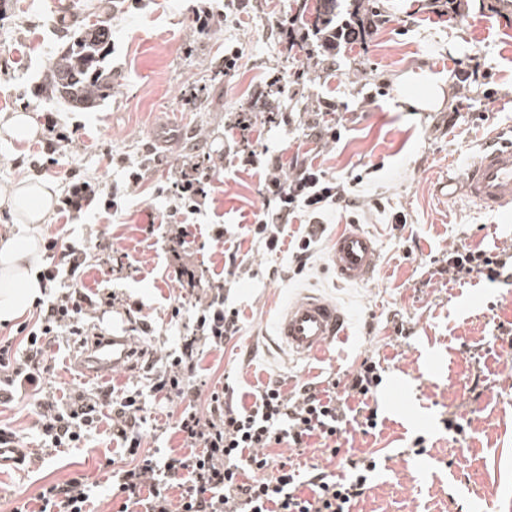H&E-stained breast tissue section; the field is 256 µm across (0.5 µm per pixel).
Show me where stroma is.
Here are the masks:
<instances>
[{"mask_svg":"<svg viewBox=\"0 0 512 512\" xmlns=\"http://www.w3.org/2000/svg\"><path fill=\"white\" fill-rule=\"evenodd\" d=\"M71 2L58 11L51 0H9L0 16V117L53 112L62 125L79 126L78 141L55 154L48 182L59 192L66 170L108 184L121 176L118 159L141 162L150 146L167 162L149 166L117 215L92 212L67 225L53 213L40 227L44 238L63 228L80 241L103 233L128 253L140 269L135 278L112 280L103 256L93 252L83 286L140 302L155 329L137 337L138 354L107 378L76 368L78 339L54 346L57 368L50 384L57 394L80 383L149 391V362L179 347L168 325V307L179 291L167 276L160 245L145 240L140 228L161 220L169 200L158 189L173 181L184 157L198 146L214 157L223 154L225 124L256 85L279 74L285 88L271 92L269 102L275 111L291 113L293 122L271 129L257 122L254 149L279 156L286 177L302 161L328 176L356 180L360 207L355 216L330 217L323 244L297 275L288 254L271 261L248 233L260 211L265 170L229 164L215 169L210 198L182 220L195 235L208 224L226 225L229 246L251 273L228 282L240 333L223 350L204 354L199 376L211 384L229 376L249 404L269 380L291 393L374 358L382 376L373 401L376 430L353 432L336 458L314 439L301 453L282 445L277 454L301 468L337 475L342 457L378 453L377 469L351 512H472L474 500L492 485L499 501L491 512H512V347L494 337L497 325L512 323V296L499 283L432 273L433 258L458 243L512 245V212L491 214L463 197L447 200L435 192L445 177L462 174L490 138L512 139V9L499 0H461L456 9L447 0H378L384 24L328 57L319 48L309 55L285 49L277 25L298 14L297 0H249L241 14L226 0ZM203 2L213 12L206 35L192 23ZM98 17L107 18L111 30L112 92L95 107L79 109L51 93L50 73L70 36ZM234 48L240 58L229 77L224 54ZM472 56L486 76L465 82L458 63ZM419 70L444 91L441 104L428 111L409 102L406 77ZM191 93L193 106H182ZM327 100L344 105L329 117L340 132L334 140L311 136L308 125ZM42 147L40 137L17 141L0 132V187L31 175L30 157ZM397 214L405 226H394ZM353 224L379 248L373 278L356 285L337 279L327 246L336 231ZM274 263L285 277L269 278ZM302 291L335 300L350 319L346 339L320 357L288 354L274 336L278 314ZM403 320L410 328L404 338L395 333ZM453 415L468 423L465 442L445 427ZM419 437L428 451L416 456L411 448ZM115 454L114 443L99 431L37 471L0 467V512H12L50 481L79 474L104 483L99 465Z\"/></svg>","mask_w":512,"mask_h":512,"instance_id":"1","label":"stroma"}]
</instances>
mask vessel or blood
I'll return each mask as SVG.
<instances>
[{
  "label": "vessel or blood",
  "mask_w": 512,
  "mask_h": 512,
  "mask_svg": "<svg viewBox=\"0 0 512 512\" xmlns=\"http://www.w3.org/2000/svg\"><path fill=\"white\" fill-rule=\"evenodd\" d=\"M445 197L466 196L484 211L497 213L512 208V144L494 142L482 148L461 177L441 182ZM331 260L339 279L361 284L376 270L379 251L375 240L357 229L340 231L330 242ZM348 315L336 302L303 292L292 298L275 324L277 341L294 356H318L346 336ZM128 335L95 337L90 351L79 361L86 374L108 375L131 354Z\"/></svg>",
  "instance_id": "obj_1"
}]
</instances>
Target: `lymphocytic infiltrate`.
<instances>
[{
  "label": "lymphocytic infiltrate",
  "instance_id": "obj_1",
  "mask_svg": "<svg viewBox=\"0 0 512 512\" xmlns=\"http://www.w3.org/2000/svg\"><path fill=\"white\" fill-rule=\"evenodd\" d=\"M281 76L257 87L246 106L225 127V155L237 166L263 167L266 171L261 211L251 226L254 241L268 252L281 253L288 228L299 213L315 220L298 232L292 249L297 270H304L326 227L317 216L327 210L349 211L357 205L352 182L327 178L309 164H299L292 177L280 174L278 157L260 159L252 147L255 112ZM210 155L189 158L176 180L166 186L171 200L169 221L163 228L147 224L146 237L160 236L167 256L168 274L179 288L170 321L178 328L179 353L163 359L152 379L154 396L178 404L174 429L187 454L178 456L143 448L145 404L137 391L76 388L63 397L43 391L55 370L50 344L91 332L92 318L113 311L117 296L92 292L82 285L87 266V246L56 234L44 243L45 263L39 274L43 296L35 304L34 319L19 325L23 338H0V403L30 391L42 392L36 422L37 447L20 450V464L45 462L63 449L78 448L90 431L107 424L121 459H106L109 476L103 491H95L83 477L74 476L41 486L38 512H96L99 498L118 502L117 512H351L377 468L374 454L346 457L347 473L339 477L322 469L301 472L292 460L270 455L272 447H307L318 439L331 455H338L348 425L362 432L378 426L377 409L367 401L382 382L379 366L363 359L343 378L327 388L308 383L287 395L279 382L257 391L252 405L239 403L230 383L202 391L194 384L197 358L203 348L223 349L240 331L238 309L226 305L224 288L230 277L245 275L237 251L225 250L224 275L208 276L204 265L192 258V242L182 213H197L211 187ZM143 178L140 169L127 167L123 182L104 184L69 171L57 212L68 221L101 209L117 211L121 199ZM447 271L462 281L479 278L492 283L512 280V250L488 251L459 243L448 250ZM357 407H350V400Z\"/></svg>",
  "mask_w": 512,
  "mask_h": 512
}]
</instances>
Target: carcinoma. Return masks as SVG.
I'll list each match as a JSON object with an SVG mask.
<instances>
[{
	"label": "carcinoma",
	"mask_w": 512,
	"mask_h": 512,
	"mask_svg": "<svg viewBox=\"0 0 512 512\" xmlns=\"http://www.w3.org/2000/svg\"><path fill=\"white\" fill-rule=\"evenodd\" d=\"M365 0H315L312 19L306 20L308 35L312 40L299 44L301 52L309 51L310 42L321 48L336 51L337 27L347 30V37L356 35L351 23L340 24L338 20L347 15H358ZM110 51V41L106 30L95 25L83 31L69 48L62 52L53 65L52 90L60 98L76 107H88L112 89L110 78L105 74L106 59Z\"/></svg>",
	"instance_id": "obj_1"
}]
</instances>
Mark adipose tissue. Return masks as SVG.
Wrapping results in <instances>:
<instances>
[{
	"instance_id": "adipose-tissue-1",
	"label": "adipose tissue",
	"mask_w": 512,
	"mask_h": 512,
	"mask_svg": "<svg viewBox=\"0 0 512 512\" xmlns=\"http://www.w3.org/2000/svg\"><path fill=\"white\" fill-rule=\"evenodd\" d=\"M10 207L17 231L0 236V323L25 314L42 284L30 263L39 248V227L47 222L55 202L52 185L34 180L18 182L0 192Z\"/></svg>"
}]
</instances>
